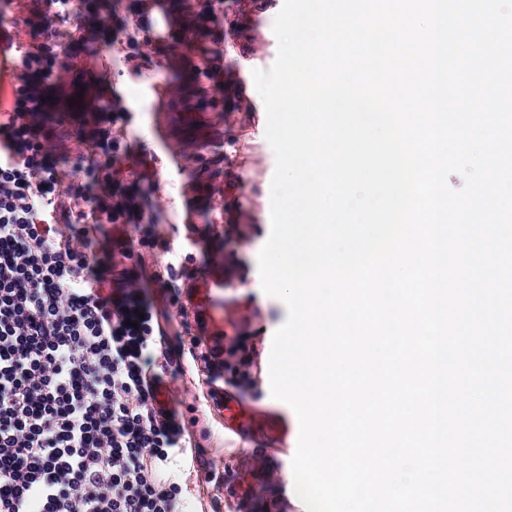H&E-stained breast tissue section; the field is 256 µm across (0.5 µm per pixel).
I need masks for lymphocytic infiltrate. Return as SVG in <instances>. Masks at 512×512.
Segmentation results:
<instances>
[{
  "mask_svg": "<svg viewBox=\"0 0 512 512\" xmlns=\"http://www.w3.org/2000/svg\"><path fill=\"white\" fill-rule=\"evenodd\" d=\"M141 0H43L41 42L10 59L13 102L0 114V512H183L188 484L171 458L200 443L176 406L154 404L189 357L206 384L246 378L239 342L214 349L193 333L172 266L132 270L129 224L168 250L143 194L113 180L120 118L111 98L78 121L86 146L64 170L46 127L49 90L70 59L136 50ZM170 373L157 369L158 359Z\"/></svg>",
  "mask_w": 512,
  "mask_h": 512,
  "instance_id": "obj_1",
  "label": "lymphocytic infiltrate"
}]
</instances>
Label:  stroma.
Returning a JSON list of instances; mask_svg holds the SVG:
<instances>
[{
    "label": "stroma",
    "mask_w": 512,
    "mask_h": 512,
    "mask_svg": "<svg viewBox=\"0 0 512 512\" xmlns=\"http://www.w3.org/2000/svg\"><path fill=\"white\" fill-rule=\"evenodd\" d=\"M253 2V11L243 15L238 0H224L215 23L224 36L219 46L224 67L238 78L232 92L246 100L247 111L187 122L171 110L166 88L172 85L177 93H184L186 67L200 65L199 56H192L185 65L172 55L154 54L135 68L106 48L77 61L98 77L94 88H81L68 73L51 100L88 98L93 92L111 89L122 92L120 104L127 114L123 145L128 150L123 183L146 193L149 208L157 223L164 225L169 241L168 251H145V261L199 276L223 271L224 306L237 314L235 330L253 350L247 382L225 374L224 391L237 396L270 427L282 429L297 426L298 420L288 404L270 393L272 336L285 321L287 309L280 299L263 292L257 266L270 234L275 159L265 139L266 114L252 72L271 67L276 59L278 44L272 26L283 0ZM255 38L265 42L264 56L250 52L249 44ZM168 148L184 155L185 163L179 169L167 166L164 151ZM230 222L239 225L240 236H226L225 226ZM169 387L179 411L190 412L198 420V430L205 433L202 462H216L225 483L236 479L241 457L259 456L267 464L266 472L254 473L252 505L243 509L227 501L223 485L200 483L188 464L172 463L168 475L192 487L185 512H306L284 476L297 448V436L282 442L274 436L225 435L216 401L194 370H186Z\"/></svg>",
    "instance_id": "obj_1"
}]
</instances>
